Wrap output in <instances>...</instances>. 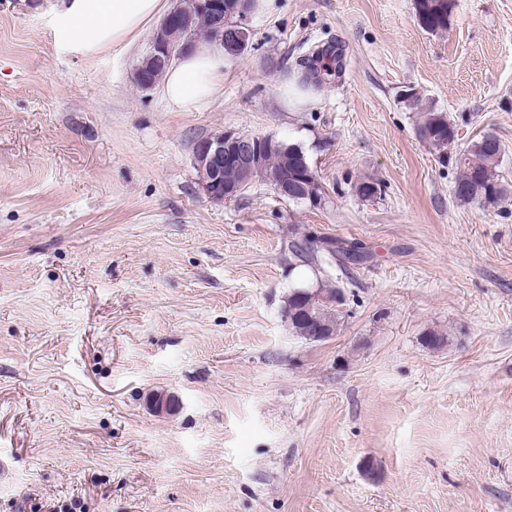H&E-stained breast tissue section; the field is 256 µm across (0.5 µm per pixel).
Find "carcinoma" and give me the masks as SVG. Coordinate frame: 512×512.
<instances>
[{
    "mask_svg": "<svg viewBox=\"0 0 512 512\" xmlns=\"http://www.w3.org/2000/svg\"><path fill=\"white\" fill-rule=\"evenodd\" d=\"M453 7L454 0H416L419 25L431 33L446 29ZM417 132L420 140L441 156L447 154L448 146L456 137L448 117L433 111L424 113ZM501 154L500 140L489 133L474 142L470 149L461 152L455 158V197L466 202H498L505 193V187L496 174ZM259 163L262 179L274 185L286 181L297 195L295 202L317 206L307 198L316 174L298 147L272 139L268 144L259 146ZM290 248L292 252L308 257L311 262L319 259L318 247L307 238L292 242ZM319 291L336 296V302L329 305L313 302L309 296L310 289L300 287L289 290L283 307L288 326L297 336L311 342L325 341L333 336L339 316L336 307L344 303V293L328 282L319 285Z\"/></svg>",
    "mask_w": 512,
    "mask_h": 512,
    "instance_id": "1",
    "label": "carcinoma"
}]
</instances>
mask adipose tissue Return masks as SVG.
Here are the masks:
<instances>
[{"instance_id": "adipose-tissue-1", "label": "adipose tissue", "mask_w": 512, "mask_h": 512, "mask_svg": "<svg viewBox=\"0 0 512 512\" xmlns=\"http://www.w3.org/2000/svg\"><path fill=\"white\" fill-rule=\"evenodd\" d=\"M165 9V0H69L55 17L56 35L77 53L94 56L133 43ZM227 59L223 49L202 44L175 61L162 79L161 97L167 108H206L224 85Z\"/></svg>"}]
</instances>
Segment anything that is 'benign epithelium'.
Segmentation results:
<instances>
[{
  "label": "benign epithelium",
  "instance_id": "benign-epithelium-1",
  "mask_svg": "<svg viewBox=\"0 0 512 512\" xmlns=\"http://www.w3.org/2000/svg\"><path fill=\"white\" fill-rule=\"evenodd\" d=\"M229 14H221L224 0H176L173 9L155 28L147 55L135 70L136 85L143 91L153 89L163 71L188 47L199 42L193 34V16L204 11L214 18L205 41L235 53L245 49L251 37L246 24L251 0H235ZM263 138L235 131H220L197 140L193 147L194 164L204 192L213 200L223 201L240 195L260 175L256 148ZM235 147V158L247 172L249 182L227 188L220 180L219 168L224 164V147Z\"/></svg>",
  "mask_w": 512,
  "mask_h": 512
}]
</instances>
